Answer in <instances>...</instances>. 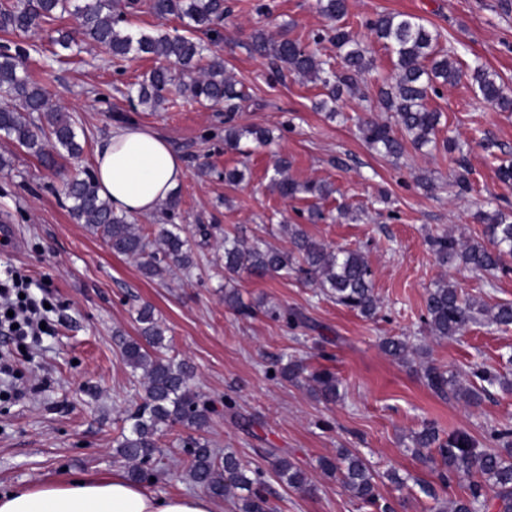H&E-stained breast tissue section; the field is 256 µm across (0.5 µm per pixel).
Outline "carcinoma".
<instances>
[{"label":"carcinoma","mask_w":512,"mask_h":512,"mask_svg":"<svg viewBox=\"0 0 512 512\" xmlns=\"http://www.w3.org/2000/svg\"><path fill=\"white\" fill-rule=\"evenodd\" d=\"M137 5L138 0H0V31L25 33L65 14L73 16L88 42L109 51L112 63L119 64L132 52L160 60L139 84L138 104L161 106L168 101L167 93L174 86L184 99L224 106L225 146L239 150L242 140L248 138L266 143L271 137L269 130L236 122L243 95L236 81L226 74L224 58L210 44L191 36L130 31L128 14ZM149 9L157 16L179 18L190 31L210 32L211 44L220 39L212 25L224 17V0H150ZM320 9L329 20H340L347 13L346 0H320ZM367 26L393 57L394 76L378 91L381 108L391 114L392 120L359 118L360 137L395 159L404 155L408 143L420 149L436 146L441 113L429 109L426 100L432 95L440 96L458 81L457 52L453 48L446 52L439 49V31L411 14H380ZM327 36L344 59L345 66L340 71L298 41L273 39L261 30L251 34V49L269 60L278 73L286 71L319 82L335 103L345 90L360 91L357 77L370 64V51L341 26L330 28ZM28 55L29 50L19 44L12 48L0 46V136L26 148L41 164L53 167L64 154L77 155L81 145L70 112L51 105L44 88L27 74ZM470 79L475 93L485 103L512 111V96L504 92L497 75L477 64L471 68ZM271 184L281 196L290 199L301 195L322 200L336 192L327 183L291 178L284 160L275 165ZM448 187L458 195L471 191L466 167L453 174ZM62 194L71 202L69 214L76 223L101 234L113 253L139 261L146 277H160L172 265L184 268L193 264L192 246L180 225L156 224L153 236L143 233L99 195L92 171L64 182ZM477 219L484 224L480 242L465 245L448 234L428 240L436 261L441 265L455 262L471 272H511L512 215L500 209L483 210ZM280 230L288 237L287 250L266 243L256 234L249 242L237 234L225 233L224 278L231 280L241 272L260 278L294 275L318 288L329 300L363 317L377 313L373 273L361 251L316 239L300 224H282ZM224 303L243 317L256 314V309L244 303L234 290L224 293ZM263 314L290 329L304 324L302 313L288 307L274 305L265 308ZM481 318L507 330L512 327V304L489 307L463 298L449 280L439 281L427 291L423 322L430 335L439 339L461 335ZM136 322L139 336L120 338L121 355L132 374H141L144 395L125 418L126 426L116 439V453L131 463L130 479L146 482L156 475L155 453L162 428L181 425L203 431L218 409L193 390L192 367L166 355V328L155 317L153 308H139ZM382 349L398 362L407 361L411 352L409 341L400 336L386 338ZM275 373L291 382H307L327 403L340 398L339 380L327 368L310 371L303 362L291 358L277 366ZM423 378L437 397L469 406L479 404L487 388L512 384L506 375L481 365L472 368L467 384L435 365L424 368ZM486 441L494 447L480 446L466 431L443 438L431 422L423 423L415 433V455L425 461H438L445 468L439 475L441 486H447L454 477L471 478L467 496L452 502L450 512H477L491 506L497 512H512V426L490 429ZM183 448L189 457L191 480L212 497L232 499L235 512H271L262 469L243 464L232 452L219 454L202 437L184 442ZM320 467L336 476L351 496L376 503L375 475L360 456L341 449L335 458L321 459ZM275 474L294 490H312L304 471L286 458L277 461Z\"/></svg>","instance_id":"1"}]
</instances>
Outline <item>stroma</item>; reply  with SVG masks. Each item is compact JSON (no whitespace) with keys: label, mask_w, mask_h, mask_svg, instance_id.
<instances>
[{"label":"stroma","mask_w":512,"mask_h":512,"mask_svg":"<svg viewBox=\"0 0 512 512\" xmlns=\"http://www.w3.org/2000/svg\"><path fill=\"white\" fill-rule=\"evenodd\" d=\"M226 8L219 50L247 94L237 121L274 135L268 145L247 141L239 151L224 146L223 107L180 97L153 110L137 105V85L155 67L152 58L132 56L115 70L110 55L86 43L68 15L26 36L36 48L28 73L52 103L71 113L83 152L47 168L0 137V157L9 162L0 168V225H14L20 241L16 248L0 244V267L40 286L55 305L53 335L7 348L14 380L27 394L0 397V492L72 471L126 475L114 440L143 389L121 359L119 340L137 337L136 311L148 303L166 328L169 356L192 365L200 396L218 404L235 399L236 410L214 416L203 435L218 451L234 452L266 472L273 512H377L321 470L320 459L341 448L370 464L381 499L399 503V512H437L440 503L465 497L468 481L455 480L435 499L422 491V484L437 482L431 464L413 454V435L423 421L434 422L442 434L464 430L479 440L490 427L512 425V389L491 388L480 406L471 407L438 398L422 378L427 362L464 381L473 365L499 369L512 355V330L479 321L463 335L437 339L422 321L426 293L443 279L487 305L512 303V272L442 266L427 244L443 232L466 243L482 240L483 227L473 218L478 209L512 211V188L495 173L498 158L512 157V112L484 103L468 78L482 63L512 91V0H348L343 23L368 44L374 66L360 77L359 93L343 96L333 119L314 108L321 85L277 76L248 45L258 29L313 44V34L329 27L318 0H226ZM382 12L419 16L456 47L463 75L427 106L442 114L440 137H454L461 151L411 148L396 160L358 137L355 118L370 107L366 94L393 74L389 51L365 26ZM59 28L80 51L55 57L51 39ZM130 121L151 127L185 162L173 223L190 232L201 224L211 229L208 241L194 249L195 266L173 268L161 280L144 277L136 260L113 254L86 225L74 223L59 192L64 179L93 168L96 149L113 127ZM486 138L499 145L497 156L483 148ZM280 157L294 178L334 185L335 194L319 203L323 220L309 223L308 201L271 190ZM462 165L473 189L459 198L445 184ZM235 167L245 170V181L225 183V170ZM426 178L436 190L423 188ZM342 206L351 208L353 220L339 219ZM270 220L303 225L326 243L362 251L374 272L377 314L363 317L293 278L248 274L233 283L245 303L297 309L306 326L291 330L263 314L244 318L225 306V233L249 237ZM389 336L408 337L427 349V357L393 361L381 348ZM289 355L335 372L340 400L325 403L307 384L271 378L273 365ZM190 435L179 425L161 432L159 473L145 483L148 493H198L182 448ZM281 458L302 468L311 491L278 481L274 465ZM391 469L405 478L403 487L387 480Z\"/></svg>","instance_id":"stroma-1"}]
</instances>
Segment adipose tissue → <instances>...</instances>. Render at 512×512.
Returning a JSON list of instances; mask_svg holds the SVG:
<instances>
[{"mask_svg":"<svg viewBox=\"0 0 512 512\" xmlns=\"http://www.w3.org/2000/svg\"><path fill=\"white\" fill-rule=\"evenodd\" d=\"M98 191L116 211L154 214L186 176L182 158L150 128H113L95 155ZM0 512H216L205 494L158 498L115 475L29 484L0 494Z\"/></svg>","mask_w":512,"mask_h":512,"instance_id":"adipose-tissue-1","label":"adipose tissue"}]
</instances>
